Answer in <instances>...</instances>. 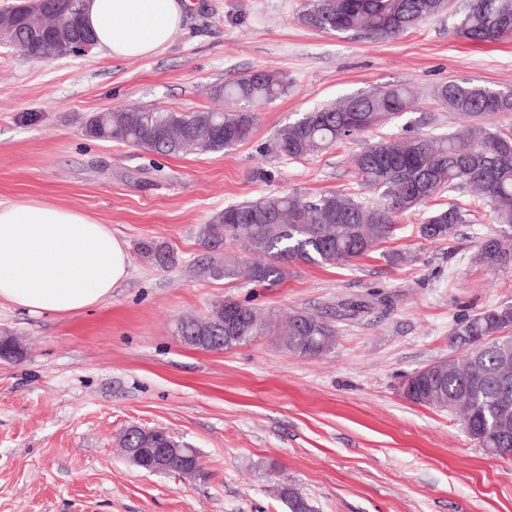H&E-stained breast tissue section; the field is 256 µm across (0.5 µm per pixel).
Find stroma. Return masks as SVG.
I'll use <instances>...</instances> for the list:
<instances>
[{
	"label": "stroma",
	"instance_id": "obj_1",
	"mask_svg": "<svg viewBox=\"0 0 512 512\" xmlns=\"http://www.w3.org/2000/svg\"><path fill=\"white\" fill-rule=\"evenodd\" d=\"M305 0H191L156 55L99 50L49 61L0 44V201L31 197L90 213L125 241L128 276L103 305L58 317L0 304V331L26 355L0 362V512H289L293 485L315 512H512V458L488 455L459 420L404 398V376L458 353L457 321L512 304V265L475 262L500 233L471 192L476 221L425 240L403 217L380 251L337 267L292 266L272 287L204 267L245 260L207 248L201 229L224 207L262 196L360 192L354 154L387 137L435 135L460 120L433 95L472 80L512 89V38L473 45L444 10L386 41L301 23ZM270 67L286 94L256 106L248 141L162 157L85 133L108 109L224 110L214 87ZM390 86L413 91L400 118L300 160L269 152L279 128L336 99ZM145 240L175 261L144 259ZM232 298L279 320L306 311L336 329L309 357L261 335L230 350L184 344L177 322ZM360 301L361 312L342 310ZM163 427L196 448L204 478L152 474L116 450L129 425Z\"/></svg>",
	"mask_w": 512,
	"mask_h": 512
}]
</instances>
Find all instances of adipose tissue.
<instances>
[{"instance_id":"ef3b65f1","label":"adipose tissue","mask_w":512,"mask_h":512,"mask_svg":"<svg viewBox=\"0 0 512 512\" xmlns=\"http://www.w3.org/2000/svg\"><path fill=\"white\" fill-rule=\"evenodd\" d=\"M189 0H85L83 20L104 55L149 57L181 26ZM108 225L33 198L0 204V303L61 317L99 306L128 274Z\"/></svg>"}]
</instances>
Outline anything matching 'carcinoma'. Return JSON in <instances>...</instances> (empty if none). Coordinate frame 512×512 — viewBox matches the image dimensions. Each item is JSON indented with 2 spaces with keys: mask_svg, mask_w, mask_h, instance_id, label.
Wrapping results in <instances>:
<instances>
[{
  "mask_svg": "<svg viewBox=\"0 0 512 512\" xmlns=\"http://www.w3.org/2000/svg\"><path fill=\"white\" fill-rule=\"evenodd\" d=\"M447 0H307L300 21L308 27L373 40L392 38L442 12ZM82 0H47L45 26L84 27ZM455 33L473 43H492L512 36V0H466L456 12ZM287 88L283 75L256 69L216 87L224 98L222 112L160 111L151 107L111 109L91 116L87 136L127 143L145 152L177 155L194 150L220 152L250 138L253 113L245 103L269 102ZM435 98L463 120L512 113V94L474 81L445 83ZM409 107V92L400 86L378 89L304 113L276 133L273 150L289 159H302L383 125ZM361 185L374 192L370 201L357 193L330 191L315 197L276 194L230 205L204 225L202 238L210 248L230 244L264 257L262 262L210 269L215 277H241L255 286H274L292 265L338 266L362 258L395 235L400 217L424 207L442 190L474 189L490 208L495 223L512 230V126L493 129L465 124L446 134L399 137L381 141L352 157ZM472 211L450 203L429 211L419 225L427 240H444L457 227L472 222ZM142 252L158 265L172 262L167 246L144 242ZM477 258L489 267L512 263V238L484 239ZM205 323L216 337L211 350L231 349L275 329L286 350L308 356L328 352L336 335L326 317L302 311L282 326L248 304L228 298L204 319L185 317L177 324L180 336H192ZM512 323V311L497 306L456 323L454 337L483 336L488 346L479 365L458 354L431 364L411 377L407 399L430 408H444L467 424L469 439L480 448L512 457V390L503 402L498 371L512 366V337L501 334ZM170 440L172 434L144 432L128 426L120 436L126 448ZM289 512H312L308 499L290 486L281 491Z\"/></svg>",
  "mask_w": 512,
  "mask_h": 512,
  "instance_id": "1",
  "label": "carcinoma"
}]
</instances>
